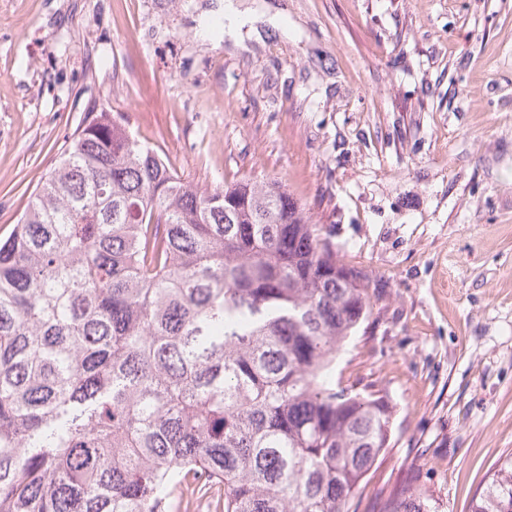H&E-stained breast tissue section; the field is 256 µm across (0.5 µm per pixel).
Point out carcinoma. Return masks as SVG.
I'll list each match as a JSON object with an SVG mask.
<instances>
[{
    "label": "carcinoma",
    "mask_w": 512,
    "mask_h": 512,
    "mask_svg": "<svg viewBox=\"0 0 512 512\" xmlns=\"http://www.w3.org/2000/svg\"><path fill=\"white\" fill-rule=\"evenodd\" d=\"M370 289L277 182L202 189L87 113L0 242V512H350L395 413L334 377ZM379 512L438 506L408 471ZM471 512H512L511 456Z\"/></svg>",
    "instance_id": "carcinoma-1"
}]
</instances>
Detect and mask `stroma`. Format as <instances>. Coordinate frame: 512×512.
<instances>
[{
  "label": "stroma",
  "instance_id": "1",
  "mask_svg": "<svg viewBox=\"0 0 512 512\" xmlns=\"http://www.w3.org/2000/svg\"><path fill=\"white\" fill-rule=\"evenodd\" d=\"M0 0V238L89 109L201 187L276 180L376 279L342 385L396 407L357 512L415 467L470 512L512 453V0Z\"/></svg>",
  "mask_w": 512,
  "mask_h": 512
}]
</instances>
